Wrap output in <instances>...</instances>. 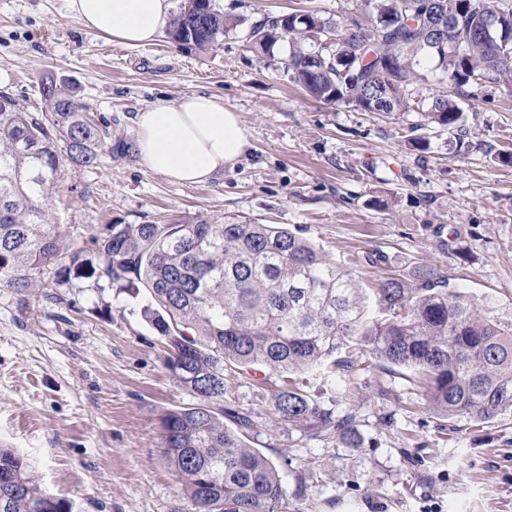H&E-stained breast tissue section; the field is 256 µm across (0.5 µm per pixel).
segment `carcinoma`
I'll use <instances>...</instances> for the list:
<instances>
[{
	"label": "carcinoma",
	"mask_w": 512,
	"mask_h": 512,
	"mask_svg": "<svg viewBox=\"0 0 512 512\" xmlns=\"http://www.w3.org/2000/svg\"><path fill=\"white\" fill-rule=\"evenodd\" d=\"M360 0L343 23L312 12L251 24L268 55L289 44L284 65L293 82L326 103L369 111L370 95L389 112L417 111L424 124L463 132V110L445 95L410 98L427 80L420 59L458 88L512 77V0ZM500 21L492 41L485 24ZM216 0H181L169 37L209 49L237 28ZM335 33L319 47L316 37ZM42 107L31 112L0 92V285L23 290L65 250L53 221V195L69 163L93 167L112 149L108 121L81 112L79 87L64 78L40 80ZM98 262L69 253L58 275L105 277L120 289H145L144 309L165 341L167 367L197 403L162 420L163 454L196 512H287L275 464L245 442L254 423L225 401L229 368L276 375L275 405L283 420L347 447L359 440L347 411L356 346L373 358L411 370L426 402L448 419L488 422L512 413V323L431 267L417 268L411 288L390 276L367 300L352 271L328 257L302 231L277 224H109L90 239ZM229 420L232 429L224 424ZM0 512H72L22 458L0 448Z\"/></svg>",
	"instance_id": "carcinoma-1"
}]
</instances>
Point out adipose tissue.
<instances>
[{
	"instance_id": "obj_1",
	"label": "adipose tissue",
	"mask_w": 512,
	"mask_h": 512,
	"mask_svg": "<svg viewBox=\"0 0 512 512\" xmlns=\"http://www.w3.org/2000/svg\"><path fill=\"white\" fill-rule=\"evenodd\" d=\"M66 8L84 28L130 46L158 39L174 17L171 0H66ZM136 127L144 165L177 184L208 182L249 146L238 114L208 94L156 102L138 112Z\"/></svg>"
}]
</instances>
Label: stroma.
I'll return each instance as SVG.
<instances>
[{"mask_svg": "<svg viewBox=\"0 0 512 512\" xmlns=\"http://www.w3.org/2000/svg\"><path fill=\"white\" fill-rule=\"evenodd\" d=\"M243 24L200 50L169 37L129 47L84 29L65 0H0V92L39 105L46 74L74 80L84 111L112 121L128 156L67 166L53 215L69 248L106 225L236 219L299 228L354 270L365 294L428 265L512 320V79L463 101L465 135L439 127L426 150L405 138L415 112L378 115L308 96L289 78V45L255 54L245 28L264 14L354 15L357 0H219ZM205 93L238 112L250 146L200 185L150 171L135 151L138 112ZM449 233L439 250L437 232ZM383 262L369 265L370 253ZM145 295L46 268L0 287V448L14 450L72 512H195L160 447L161 421L194 403L165 365ZM280 383L228 376L247 435L278 466L288 512H512V417L483 425L429 410L411 370L363 353L347 399L361 445L288 425Z\"/></svg>", "mask_w": 512, "mask_h": 512, "instance_id": "stroma-1", "label": "stroma"}]
</instances>
